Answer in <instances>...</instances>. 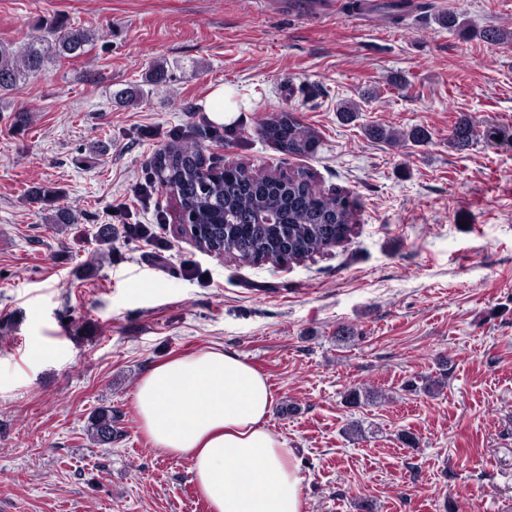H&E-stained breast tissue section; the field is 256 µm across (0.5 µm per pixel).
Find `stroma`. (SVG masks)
Here are the masks:
<instances>
[{
	"label": "stroma",
	"mask_w": 512,
	"mask_h": 512,
	"mask_svg": "<svg viewBox=\"0 0 512 512\" xmlns=\"http://www.w3.org/2000/svg\"><path fill=\"white\" fill-rule=\"evenodd\" d=\"M56 24L99 39L0 93V512H210L133 403L210 347L266 376L304 512H512V43L482 36L512 31V0H0V40ZM279 111L316 153L259 135ZM462 117L498 139L452 145ZM181 133L342 191L351 234L285 265L201 250L153 184ZM63 207L77 223H50ZM104 408L120 434L97 445ZM231 96L232 93L223 86L209 93L205 100V110L212 120L223 124L224 120L230 117L231 113L228 112H234Z\"/></svg>",
	"instance_id": "stroma-1"
}]
</instances>
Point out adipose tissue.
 <instances>
[{"label": "adipose tissue", "mask_w": 512, "mask_h": 512, "mask_svg": "<svg viewBox=\"0 0 512 512\" xmlns=\"http://www.w3.org/2000/svg\"><path fill=\"white\" fill-rule=\"evenodd\" d=\"M273 396L244 357L201 350L153 367L134 406L156 448L189 457L211 512H303V478L266 425Z\"/></svg>", "instance_id": "1"}]
</instances>
